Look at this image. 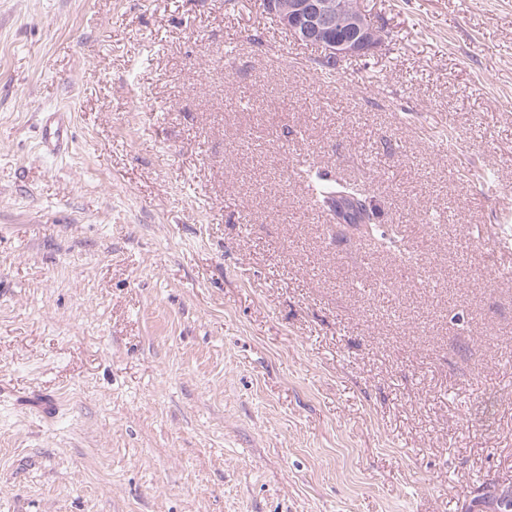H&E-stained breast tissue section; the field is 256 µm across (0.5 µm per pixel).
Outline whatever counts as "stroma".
Returning <instances> with one entry per match:
<instances>
[{"label":"stroma","mask_w":512,"mask_h":512,"mask_svg":"<svg viewBox=\"0 0 512 512\" xmlns=\"http://www.w3.org/2000/svg\"><path fill=\"white\" fill-rule=\"evenodd\" d=\"M361 5L384 43L328 74L260 0H0V512L512 488V0ZM50 114L43 128V140L49 150L56 151L63 142L65 122L61 112H51ZM315 205L330 216L336 224H349L364 237L374 240L376 248H397L395 237H387L377 229L378 213L369 200L368 189L357 183L330 180L315 183Z\"/></svg>","instance_id":"obj_1"}]
</instances>
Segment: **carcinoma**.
I'll list each match as a JSON object with an SVG mask.
<instances>
[{"mask_svg": "<svg viewBox=\"0 0 512 512\" xmlns=\"http://www.w3.org/2000/svg\"><path fill=\"white\" fill-rule=\"evenodd\" d=\"M313 199L330 219L361 230L362 236L374 240V246L383 249L397 247L395 238L378 231V213L365 186L338 180L317 183L313 186Z\"/></svg>", "mask_w": 512, "mask_h": 512, "instance_id": "obj_1", "label": "carcinoma"}]
</instances>
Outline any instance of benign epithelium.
Segmentation results:
<instances>
[{
    "instance_id": "obj_1",
    "label": "benign epithelium",
    "mask_w": 512,
    "mask_h": 512,
    "mask_svg": "<svg viewBox=\"0 0 512 512\" xmlns=\"http://www.w3.org/2000/svg\"><path fill=\"white\" fill-rule=\"evenodd\" d=\"M262 7L295 40L320 48L331 62L366 56L381 44L361 0H262Z\"/></svg>"
}]
</instances>
